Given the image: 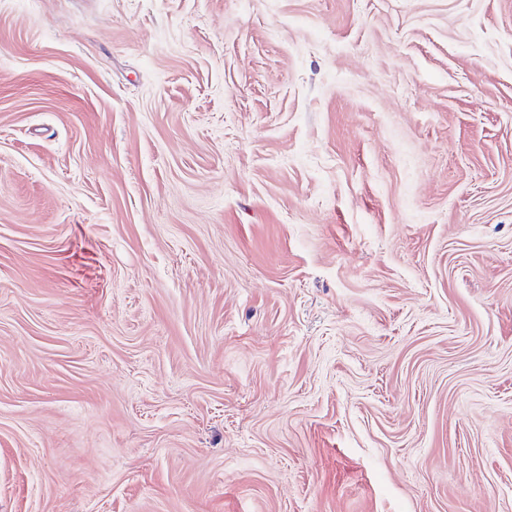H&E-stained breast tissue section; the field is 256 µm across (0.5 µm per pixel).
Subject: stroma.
Here are the masks:
<instances>
[{
  "label": "stroma",
  "instance_id": "1",
  "mask_svg": "<svg viewBox=\"0 0 512 512\" xmlns=\"http://www.w3.org/2000/svg\"><path fill=\"white\" fill-rule=\"evenodd\" d=\"M0 512H512V0H0Z\"/></svg>",
  "mask_w": 512,
  "mask_h": 512
}]
</instances>
